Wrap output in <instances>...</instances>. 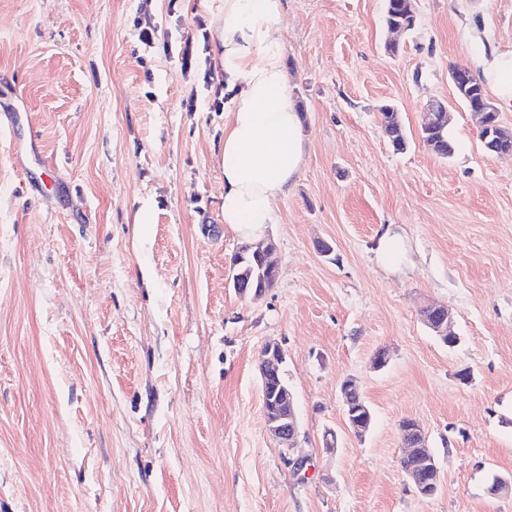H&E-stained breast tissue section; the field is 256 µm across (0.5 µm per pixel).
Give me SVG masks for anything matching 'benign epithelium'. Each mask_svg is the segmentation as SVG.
Masks as SVG:
<instances>
[{
    "label": "benign epithelium",
    "instance_id": "1",
    "mask_svg": "<svg viewBox=\"0 0 512 512\" xmlns=\"http://www.w3.org/2000/svg\"><path fill=\"white\" fill-rule=\"evenodd\" d=\"M420 316L425 325L442 342L446 343L458 339L454 332V320L448 308H443L441 316L432 321V307L425 306L420 310ZM285 359L284 351L276 342H269L263 351V360L260 364L261 392L263 398L271 402V408L264 409L267 429L272 438L280 447L287 450L295 448L298 437L297 416L295 401L291 391L275 381L280 370V365ZM360 411L364 415L354 416L349 411H344L347 428L356 436H364L370 429L371 414L367 403H359ZM405 433L409 435L410 443L404 448V457L417 461V469L407 470L409 479L416 486L418 492L424 497L433 496L438 487L439 469L435 459L425 448V436L419 425L409 421ZM426 473V478L418 476V472Z\"/></svg>",
    "mask_w": 512,
    "mask_h": 512
}]
</instances>
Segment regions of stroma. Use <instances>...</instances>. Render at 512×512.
I'll return each mask as SVG.
<instances>
[{
    "mask_svg": "<svg viewBox=\"0 0 512 512\" xmlns=\"http://www.w3.org/2000/svg\"><path fill=\"white\" fill-rule=\"evenodd\" d=\"M415 6L404 34L384 0H287L309 153L265 229L277 280L251 299L229 283L201 0H0V512H512L490 491L512 476V153L485 151L449 78L512 53V0ZM436 101L445 159L420 138ZM427 305L448 307L455 347ZM270 341L290 451L265 424ZM347 380L373 412L362 437ZM406 419L437 461L429 498L400 464ZM384 131L389 135L393 147L396 150H403L406 141L402 132L399 113L390 105L385 106L381 112ZM437 307L438 311L443 310L441 316L434 322L429 317L436 312L433 308ZM431 310V311H430ZM420 316L425 325L437 336L442 342L447 344L448 341L456 340L455 345L458 343L459 337L454 332V320L448 308L443 306H425L420 310ZM284 359V351L278 343L265 345L260 364L261 392L263 400L269 398L272 404L271 409L263 406L267 429L281 448L290 451L295 448L298 437L295 401L291 391L275 381ZM350 390H353L354 393L356 394V396L358 397V405H359V410L362 411V412H365L366 414L365 415H362L360 417H354L355 414H357V412H349V411H345L344 410V415H345V420H346V425H347V428L356 436H359V437H362L364 436L370 429V424H371V415H372V422H373V414H372V411H371V414L369 412V409H368V405L367 403L364 401V399L362 398L358 388L355 386V384H350L349 382H345L343 385H342V388H341V392H342V396H343V400L345 402V404L347 405V392L350 391ZM356 396H351L352 398V404H356ZM361 398H362V401H361ZM363 402V403H362Z\"/></svg>",
    "mask_w": 512,
    "mask_h": 512,
    "instance_id": "stroma-1",
    "label": "stroma"
}]
</instances>
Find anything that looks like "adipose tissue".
Masks as SVG:
<instances>
[{"label":"adipose tissue","mask_w":512,"mask_h":512,"mask_svg":"<svg viewBox=\"0 0 512 512\" xmlns=\"http://www.w3.org/2000/svg\"><path fill=\"white\" fill-rule=\"evenodd\" d=\"M286 0H218L215 65L224 76V221L242 239L279 221L278 204L307 157L278 38Z\"/></svg>","instance_id":"obj_1"}]
</instances>
